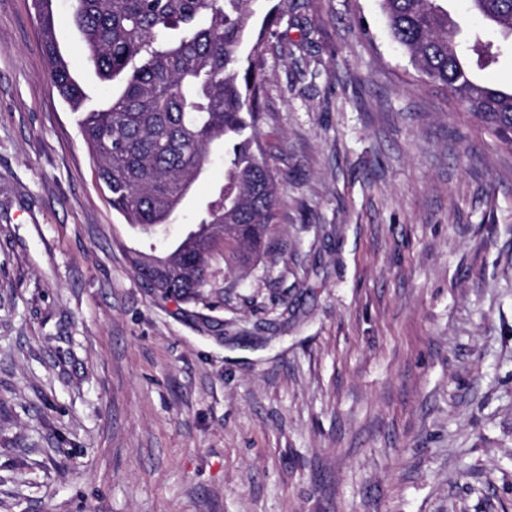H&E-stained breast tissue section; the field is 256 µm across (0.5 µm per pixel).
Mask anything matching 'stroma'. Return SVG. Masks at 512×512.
<instances>
[{
  "label": "stroma",
  "mask_w": 512,
  "mask_h": 512,
  "mask_svg": "<svg viewBox=\"0 0 512 512\" xmlns=\"http://www.w3.org/2000/svg\"><path fill=\"white\" fill-rule=\"evenodd\" d=\"M71 0L59 50L92 101ZM260 259L113 210L32 0H0V512H512V130L424 83L380 0H260Z\"/></svg>",
  "instance_id": "35a3bbf8"
}]
</instances>
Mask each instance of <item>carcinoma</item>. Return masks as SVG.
<instances>
[{"mask_svg": "<svg viewBox=\"0 0 512 512\" xmlns=\"http://www.w3.org/2000/svg\"><path fill=\"white\" fill-rule=\"evenodd\" d=\"M51 0H34L60 97L80 113L82 140L112 208L151 231L169 223L205 174L209 148L224 143V184L199 223L168 256L133 259L137 274L165 296L193 298L205 282L212 227L224 225L227 269L253 262L277 207L274 175L255 137L261 84L252 54L263 39L257 0H74V26L87 60L107 87L87 111L85 86L73 77L56 44ZM392 39L421 77L459 103L512 128V91L467 78L456 23L445 0H381ZM470 10L512 34V0H468ZM258 31L249 54L243 48Z\"/></svg>", "mask_w": 512, "mask_h": 512, "instance_id": "carcinoma-1", "label": "carcinoma"}]
</instances>
